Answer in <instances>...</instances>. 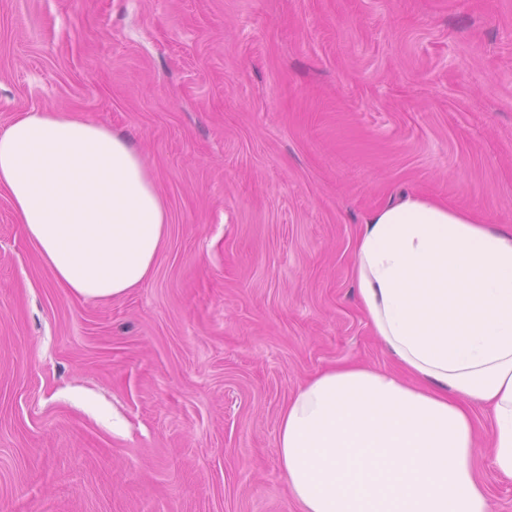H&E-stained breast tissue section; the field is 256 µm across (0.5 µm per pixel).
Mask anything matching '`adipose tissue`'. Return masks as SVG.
Instances as JSON below:
<instances>
[{
  "mask_svg": "<svg viewBox=\"0 0 512 512\" xmlns=\"http://www.w3.org/2000/svg\"><path fill=\"white\" fill-rule=\"evenodd\" d=\"M0 190L57 282L124 298L152 275L170 215L122 133L32 109L0 130ZM360 310L397 372H318L282 408L276 447L301 512H490L471 405L492 414L491 467L512 480V229L415 191L370 212L354 248Z\"/></svg>",
  "mask_w": 512,
  "mask_h": 512,
  "instance_id": "obj_1",
  "label": "adipose tissue"
}]
</instances>
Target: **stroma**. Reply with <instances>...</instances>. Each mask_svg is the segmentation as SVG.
I'll return each instance as SVG.
<instances>
[{
	"mask_svg": "<svg viewBox=\"0 0 512 512\" xmlns=\"http://www.w3.org/2000/svg\"><path fill=\"white\" fill-rule=\"evenodd\" d=\"M31 109L129 136L172 224L90 301L0 191V512H297L282 408L391 364L364 217L414 190L512 227V0H0V129Z\"/></svg>",
	"mask_w": 512,
	"mask_h": 512,
	"instance_id": "obj_1",
	"label": "stroma"
}]
</instances>
